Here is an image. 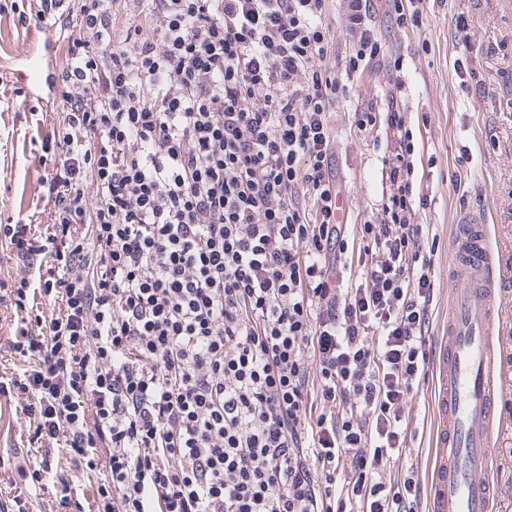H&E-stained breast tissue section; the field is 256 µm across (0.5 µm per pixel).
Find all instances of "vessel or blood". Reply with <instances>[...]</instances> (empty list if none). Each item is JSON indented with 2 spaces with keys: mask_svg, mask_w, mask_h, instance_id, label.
<instances>
[{
  "mask_svg": "<svg viewBox=\"0 0 512 512\" xmlns=\"http://www.w3.org/2000/svg\"><path fill=\"white\" fill-rule=\"evenodd\" d=\"M17 76L30 97H41L49 84L44 53L25 54ZM452 235L451 269L461 276L463 285L450 301L448 329L436 340L440 388L432 445L444 463L431 477L427 509L496 512L491 470L500 403L494 383L500 294L497 261L484 221L462 220L454 225Z\"/></svg>",
  "mask_w": 512,
  "mask_h": 512,
  "instance_id": "1",
  "label": "vessel or blood"
}]
</instances>
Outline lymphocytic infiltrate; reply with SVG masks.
Listing matches in <instances>:
<instances>
[{
    "instance_id": "obj_1",
    "label": "lymphocytic infiltrate",
    "mask_w": 512,
    "mask_h": 512,
    "mask_svg": "<svg viewBox=\"0 0 512 512\" xmlns=\"http://www.w3.org/2000/svg\"><path fill=\"white\" fill-rule=\"evenodd\" d=\"M326 0H11L51 22L53 230L0 224V376L38 461L41 512H413L406 408L427 375L434 268L414 221V132L397 102L377 220L338 219L330 109L343 72ZM96 197L86 196V179ZM363 268L347 278L349 252Z\"/></svg>"
}]
</instances>
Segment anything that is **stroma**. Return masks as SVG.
<instances>
[{
	"mask_svg": "<svg viewBox=\"0 0 512 512\" xmlns=\"http://www.w3.org/2000/svg\"><path fill=\"white\" fill-rule=\"evenodd\" d=\"M461 15L468 21L463 32L456 26ZM325 21L332 50L324 65L339 71L357 44L345 0H328ZM367 24L383 54L401 58L403 70L395 77L388 67L367 65L331 113L342 185L339 219L346 224L376 219L389 190L383 157L394 148L392 136L385 123L361 132L355 120L366 109L382 111L386 92L394 91L409 124L420 131L416 165L424 170L420 192L428 205L417 210L415 221L431 225L436 237L431 336L447 324L448 299L456 286L450 270L452 225L471 214L489 227L504 297L498 310L496 383L511 420L497 432L493 478L502 499H512V0H424L419 28L399 31L378 11L369 13ZM54 34V27L42 22L18 27L11 18L0 19V222L5 224L32 214L39 177L55 170L51 157L45 166L36 164L41 143L24 137L34 113L46 105L29 98L16 77L21 53L42 49ZM475 72L484 78V88H476ZM434 392L430 374L410 404L407 457L418 461L424 475L437 459L431 435L422 429Z\"/></svg>",
	"mask_w": 512,
	"mask_h": 512,
	"instance_id": "1",
	"label": "stroma"
}]
</instances>
